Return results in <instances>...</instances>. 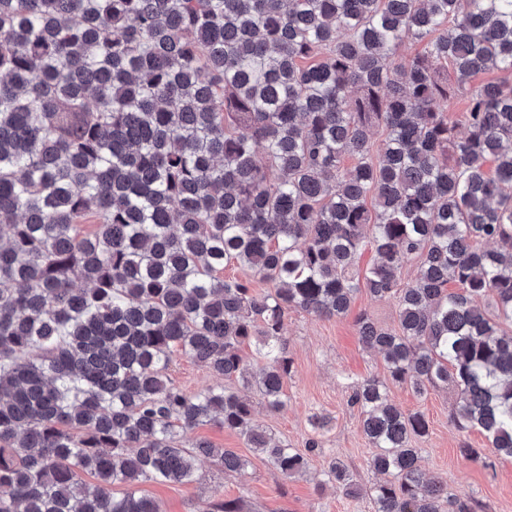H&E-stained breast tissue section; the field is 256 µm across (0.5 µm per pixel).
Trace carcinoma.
Returning a JSON list of instances; mask_svg holds the SVG:
<instances>
[{"mask_svg": "<svg viewBox=\"0 0 512 512\" xmlns=\"http://www.w3.org/2000/svg\"><path fill=\"white\" fill-rule=\"evenodd\" d=\"M409 38L424 48L401 64ZM479 71L512 73V0H0V512H159L142 483L247 467L181 446L211 423L305 471L318 439L301 453L237 390L188 393L170 366L278 412L286 313L343 316L363 290L397 302L393 330L356 320L392 381L453 387V425L512 458V82L472 90ZM231 263L273 290L224 279ZM350 402L386 476L374 512H473L426 477L424 415L377 379ZM329 475L357 492L342 463ZM171 376L179 387L189 393L201 391L220 381L205 368L185 357H176L174 359Z\"/></svg>", "mask_w": 512, "mask_h": 512, "instance_id": "cac0c4a2", "label": "carcinoma"}]
</instances>
